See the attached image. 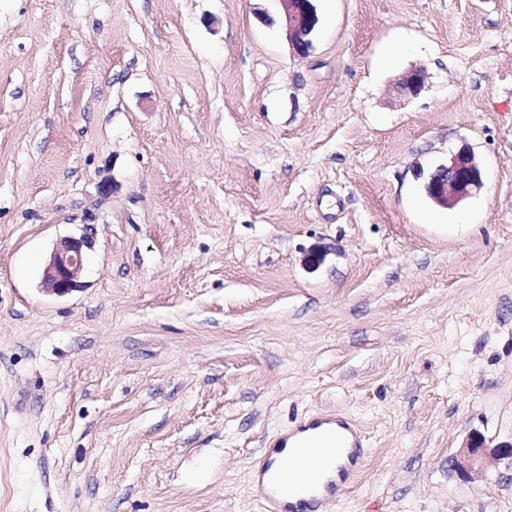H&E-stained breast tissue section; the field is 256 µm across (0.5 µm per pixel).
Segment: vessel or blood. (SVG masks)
I'll list each match as a JSON object with an SVG mask.
<instances>
[{"mask_svg": "<svg viewBox=\"0 0 512 512\" xmlns=\"http://www.w3.org/2000/svg\"><path fill=\"white\" fill-rule=\"evenodd\" d=\"M329 425L334 453L327 468L335 469L337 480L326 479L324 469L314 468L305 480H295L281 458L285 440L265 448L254 460V492L264 512H329L340 486L348 485L357 466L368 454L362 433L346 418L334 415L308 417L299 421V432Z\"/></svg>", "mask_w": 512, "mask_h": 512, "instance_id": "b4317fda", "label": "vessel or blood"}]
</instances>
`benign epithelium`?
Returning <instances> with one entry per match:
<instances>
[{"label": "benign epithelium", "mask_w": 512, "mask_h": 512, "mask_svg": "<svg viewBox=\"0 0 512 512\" xmlns=\"http://www.w3.org/2000/svg\"><path fill=\"white\" fill-rule=\"evenodd\" d=\"M279 17L296 53L305 56L312 47V34L319 23L314 0H276ZM425 74L421 68L411 69L398 77L395 90L402 97L416 96L424 87ZM482 187L480 169L474 157L459 152L438 165L425 183L427 195L439 206L452 208L477 193ZM89 242L65 238L57 243L45 267L43 290L49 295L64 296L77 286V277L83 268ZM512 460V442L494 446L483 436H469L451 458V466L466 475L480 470L492 460Z\"/></svg>", "instance_id": "obj_1"}]
</instances>
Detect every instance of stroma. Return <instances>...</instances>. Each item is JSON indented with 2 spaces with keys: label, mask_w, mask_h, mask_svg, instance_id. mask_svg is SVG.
Instances as JSON below:
<instances>
[{
  "label": "stroma",
  "mask_w": 512,
  "mask_h": 512,
  "mask_svg": "<svg viewBox=\"0 0 512 512\" xmlns=\"http://www.w3.org/2000/svg\"><path fill=\"white\" fill-rule=\"evenodd\" d=\"M315 5L300 56L275 0H0V512H262L323 412L370 448L332 512H512L448 464L512 440V0ZM424 79L422 68L411 69L398 77L395 90L402 97L416 96L424 87ZM482 187L480 169L466 151L448 157L438 165L425 183L427 195L439 206L452 208ZM87 240L65 238L57 243L45 267L43 290L49 295L64 296L77 286V277L83 268L88 248Z\"/></svg>",
  "instance_id": "obj_1"
}]
</instances>
